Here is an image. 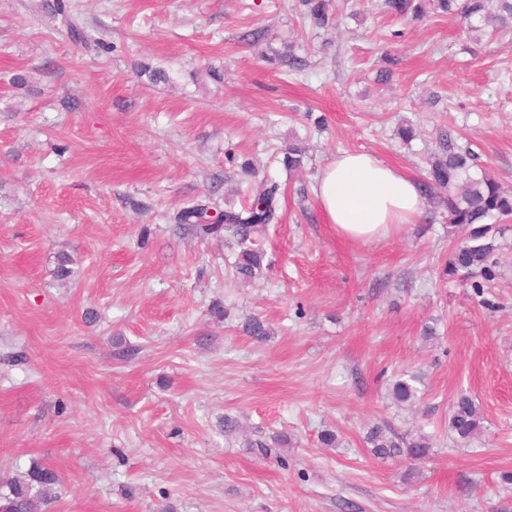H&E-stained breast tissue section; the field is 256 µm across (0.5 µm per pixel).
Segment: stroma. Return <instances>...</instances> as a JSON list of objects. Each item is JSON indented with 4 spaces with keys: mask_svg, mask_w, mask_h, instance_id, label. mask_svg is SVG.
<instances>
[{
    "mask_svg": "<svg viewBox=\"0 0 512 512\" xmlns=\"http://www.w3.org/2000/svg\"><path fill=\"white\" fill-rule=\"evenodd\" d=\"M379 3L335 0L315 28L301 0H68L100 50L56 0H0V481L53 469L42 512H512V219L478 294L443 277L441 221L352 243L314 194L340 150L423 177L447 126L512 191V29ZM247 160L283 194L242 282L236 238L175 217L240 204ZM403 372L421 380L400 404ZM462 393L484 416L467 443L448 430ZM376 424L430 456L373 458ZM279 434V456L246 446Z\"/></svg>",
    "mask_w": 512,
    "mask_h": 512,
    "instance_id": "35a3bbf8",
    "label": "stroma"
}]
</instances>
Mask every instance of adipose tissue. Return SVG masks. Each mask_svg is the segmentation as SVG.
<instances>
[{
  "mask_svg": "<svg viewBox=\"0 0 512 512\" xmlns=\"http://www.w3.org/2000/svg\"><path fill=\"white\" fill-rule=\"evenodd\" d=\"M315 194L326 223L356 243L379 241L421 215L417 179L375 155L341 151L318 175Z\"/></svg>",
  "mask_w": 512,
  "mask_h": 512,
  "instance_id": "1",
  "label": "adipose tissue"
}]
</instances>
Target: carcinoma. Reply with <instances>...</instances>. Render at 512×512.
I'll return each mask as SVG.
<instances>
[{
	"instance_id": "cac0c4a2",
	"label": "carcinoma",
	"mask_w": 512,
	"mask_h": 512,
	"mask_svg": "<svg viewBox=\"0 0 512 512\" xmlns=\"http://www.w3.org/2000/svg\"><path fill=\"white\" fill-rule=\"evenodd\" d=\"M306 18L320 28L332 23L329 13L330 0H306ZM382 11L393 17H411L420 20L431 11L459 16L468 24L487 19L494 20L502 30L512 27V0H382ZM57 14L63 17L67 32L73 41L86 47L99 45L86 32L74 24L66 13V4H57ZM439 151L431 156L429 171L422 180L427 200L437 204L447 213L448 238L453 249L444 268V275H462L474 280L471 287L481 292L483 283L496 275L500 245L497 243L495 223L512 215V194L505 191L480 162L479 155L469 145L458 143L452 128L438 133ZM306 148L290 144L284 153L288 169L302 167ZM280 185L268 178L255 183L248 201L241 207H228L213 218L208 206L192 204L178 212L176 222L190 224L206 235L221 230L237 237L240 251L233 264L236 276L251 279L263 271L265 253L261 238L267 225L278 222ZM247 336L257 342L265 341L270 328L257 317L244 323ZM417 377L399 378L390 388L391 397L401 403L417 396ZM483 416L474 401L466 394L459 395L453 403L448 420L449 431L460 441H469L480 434ZM373 456L380 459L406 456L421 459L432 450L430 438L422 432L399 434L387 427L376 426L365 437ZM288 440L275 436L272 443L262 439L246 442V447L268 454L270 448H285ZM57 481L55 473L47 467L36 465L20 479L6 482L7 491H0V512H37V496L33 490L44 494Z\"/></svg>"
}]
</instances>
